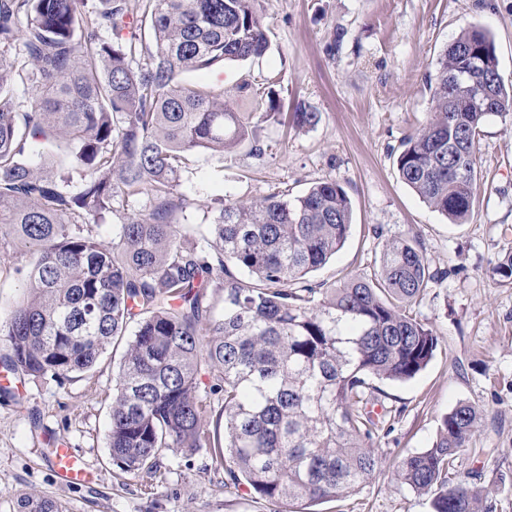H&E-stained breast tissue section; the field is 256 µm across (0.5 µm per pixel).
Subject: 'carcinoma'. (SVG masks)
<instances>
[{"label": "carcinoma", "instance_id": "carcinoma-1", "mask_svg": "<svg viewBox=\"0 0 512 512\" xmlns=\"http://www.w3.org/2000/svg\"><path fill=\"white\" fill-rule=\"evenodd\" d=\"M256 2L145 0L134 20L123 0H0V247L37 255L0 335L8 369L61 385L126 339L108 447L144 485L161 480L163 452L206 448L235 485L288 506L320 504L373 481L374 444L388 432L387 411H373L386 397L374 382L409 381L434 357L437 337L407 307L447 272L430 267L418 242L385 239L377 227L374 277L311 283L352 224L351 199L334 178L293 198L279 190L216 199L206 231L189 239L181 219L193 203L181 175L200 150L232 153L278 116L279 98L245 79L224 92L177 76L264 56ZM495 67L489 34L462 29L429 77L431 118L396 157L401 180L453 224L479 202L483 124L497 117L512 126V87L493 77ZM16 83L36 91L23 112ZM227 96L250 111H233ZM319 120L293 112L301 130ZM41 141L62 151L56 177L31 159ZM141 197L146 210L101 235L110 215ZM481 416L458 404L430 447L397 462L396 479L432 496L433 512H492L482 490L454 472ZM19 507L64 512L40 492Z\"/></svg>", "mask_w": 512, "mask_h": 512}]
</instances>
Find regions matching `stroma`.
I'll return each mask as SVG.
<instances>
[{
	"mask_svg": "<svg viewBox=\"0 0 512 512\" xmlns=\"http://www.w3.org/2000/svg\"><path fill=\"white\" fill-rule=\"evenodd\" d=\"M260 11L270 41L264 57L187 72L181 82L225 90L276 76L284 111L301 103L320 121L303 131L262 125L261 158L246 143L227 161L200 153L182 176L180 190L194 202L186 223H209L207 207L216 198L254 199L275 190L295 196L331 177L352 201V225L311 282L377 273L376 226L417 240L431 267L449 272L410 307L438 338L433 359L414 379L382 385L392 429L376 444L380 472L360 493L319 504L317 512H431L429 497L394 479L392 465L431 446L442 417L461 401L483 415L471 447L455 460L456 474L483 487L493 512H512V279L492 272L512 254V127L495 117L483 127L480 202L467 223H450L430 209L396 169L402 139L430 117L433 64L462 27L488 32L500 74L512 83V0H260ZM32 261L25 251L0 253V316L23 293L15 267ZM124 351L121 343L108 347L90 371L62 385L16 376L10 397H0V512H17L18 498L33 490L58 498L66 512H282L281 504L234 486L204 450L164 454V479L149 490L121 472L108 431ZM48 432L82 454L94 483L55 486L44 460Z\"/></svg>",
	"mask_w": 512,
	"mask_h": 512,
	"instance_id": "35a3bbf8",
	"label": "stroma"
}]
</instances>
